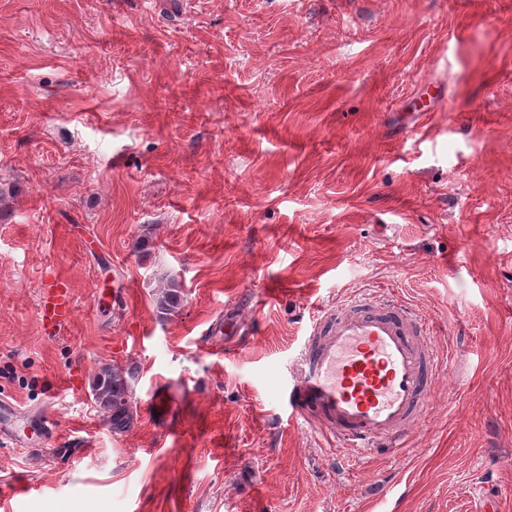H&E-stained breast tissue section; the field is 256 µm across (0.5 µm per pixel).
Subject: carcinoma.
Returning <instances> with one entry per match:
<instances>
[{"mask_svg": "<svg viewBox=\"0 0 512 512\" xmlns=\"http://www.w3.org/2000/svg\"><path fill=\"white\" fill-rule=\"evenodd\" d=\"M182 302V289L176 280H171L160 289L156 299L160 314L171 316L178 312ZM133 371L106 366L99 369L91 384L95 403L109 413L112 430L123 432L133 423L132 381Z\"/></svg>", "mask_w": 512, "mask_h": 512, "instance_id": "1", "label": "carcinoma"}]
</instances>
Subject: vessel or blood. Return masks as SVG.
I'll return each instance as SVG.
<instances>
[{
	"label": "vessel or blood",
	"mask_w": 512,
	"mask_h": 512,
	"mask_svg": "<svg viewBox=\"0 0 512 512\" xmlns=\"http://www.w3.org/2000/svg\"><path fill=\"white\" fill-rule=\"evenodd\" d=\"M73 313L71 286L56 278L39 317L60 327ZM430 334L423 315L394 299L363 294L323 309L312 321L288 402L344 449L384 443L403 451L443 361Z\"/></svg>",
	"instance_id": "1"
}]
</instances>
